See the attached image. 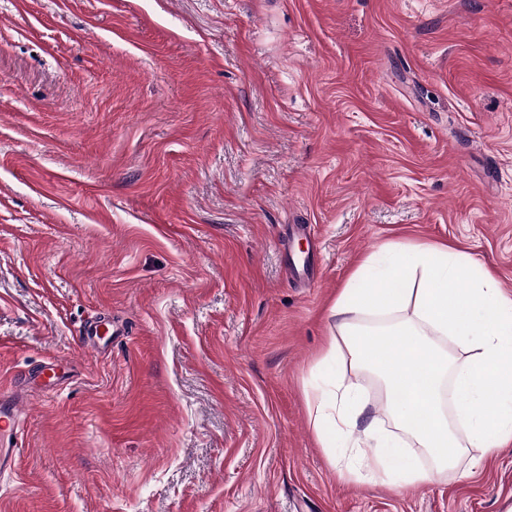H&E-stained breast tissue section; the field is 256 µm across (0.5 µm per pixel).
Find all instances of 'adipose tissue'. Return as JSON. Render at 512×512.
<instances>
[{"label": "adipose tissue", "instance_id": "adipose-tissue-1", "mask_svg": "<svg viewBox=\"0 0 512 512\" xmlns=\"http://www.w3.org/2000/svg\"><path fill=\"white\" fill-rule=\"evenodd\" d=\"M330 315L336 331L310 412L323 446L345 450L340 476L365 467L371 482L410 486L454 468L464 448L491 454L512 442V300L472 256L433 244L381 247ZM345 365L378 377L395 431L364 419V391L345 383ZM421 451L431 469L420 466Z\"/></svg>", "mask_w": 512, "mask_h": 512}]
</instances>
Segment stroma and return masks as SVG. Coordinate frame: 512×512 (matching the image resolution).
<instances>
[{
  "label": "stroma",
  "mask_w": 512,
  "mask_h": 512,
  "mask_svg": "<svg viewBox=\"0 0 512 512\" xmlns=\"http://www.w3.org/2000/svg\"><path fill=\"white\" fill-rule=\"evenodd\" d=\"M390 242L512 297V0H0V512H512V446L396 487L316 439Z\"/></svg>",
  "instance_id": "35a3bbf8"
}]
</instances>
